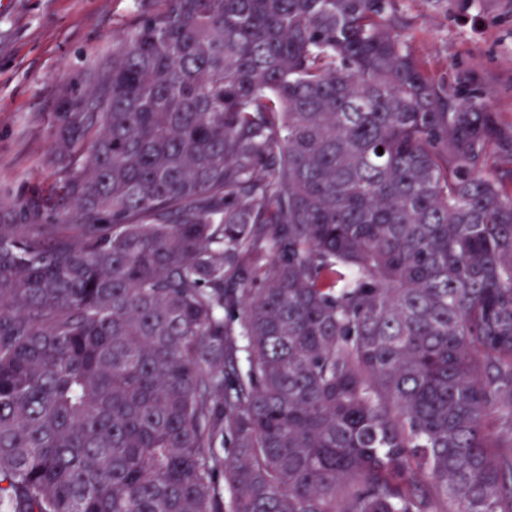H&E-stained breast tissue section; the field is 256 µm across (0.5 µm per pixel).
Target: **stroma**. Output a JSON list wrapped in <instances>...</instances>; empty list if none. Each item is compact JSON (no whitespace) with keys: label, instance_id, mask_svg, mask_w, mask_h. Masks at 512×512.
Here are the masks:
<instances>
[{"label":"stroma","instance_id":"stroma-1","mask_svg":"<svg viewBox=\"0 0 512 512\" xmlns=\"http://www.w3.org/2000/svg\"><path fill=\"white\" fill-rule=\"evenodd\" d=\"M148 0H0V196L46 192L58 105L112 57V39ZM416 55L433 80L475 78L512 120V0L459 16L448 0H403Z\"/></svg>","mask_w":512,"mask_h":512}]
</instances>
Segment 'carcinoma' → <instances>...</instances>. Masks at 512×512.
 Here are the masks:
<instances>
[{
  "label": "carcinoma",
  "mask_w": 512,
  "mask_h": 512,
  "mask_svg": "<svg viewBox=\"0 0 512 512\" xmlns=\"http://www.w3.org/2000/svg\"><path fill=\"white\" fill-rule=\"evenodd\" d=\"M159 2L0 205V512H512V122L399 0Z\"/></svg>",
  "instance_id": "cac0c4a2"
}]
</instances>
